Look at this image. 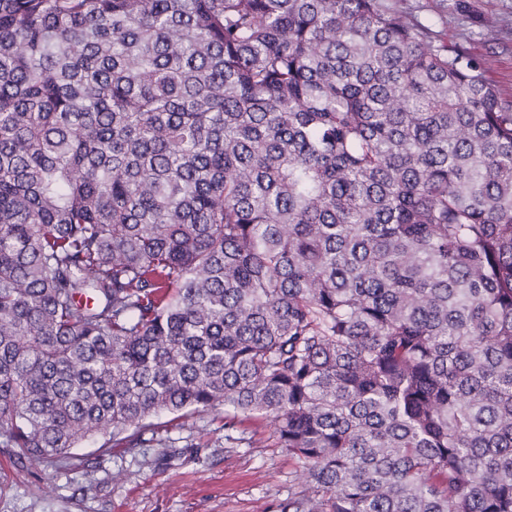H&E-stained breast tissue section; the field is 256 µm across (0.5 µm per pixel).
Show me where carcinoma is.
Instances as JSON below:
<instances>
[{"label": "carcinoma", "mask_w": 512, "mask_h": 512, "mask_svg": "<svg viewBox=\"0 0 512 512\" xmlns=\"http://www.w3.org/2000/svg\"><path fill=\"white\" fill-rule=\"evenodd\" d=\"M205 410L512 512V97L404 0H0V454Z\"/></svg>", "instance_id": "cac0c4a2"}]
</instances>
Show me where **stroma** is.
<instances>
[{
    "instance_id": "obj_1",
    "label": "stroma",
    "mask_w": 512,
    "mask_h": 512,
    "mask_svg": "<svg viewBox=\"0 0 512 512\" xmlns=\"http://www.w3.org/2000/svg\"><path fill=\"white\" fill-rule=\"evenodd\" d=\"M421 21L478 58L512 94V0H469L466 15H444L439 0H407ZM97 436L73 449L66 469L26 471L0 457V512H282L306 474L276 447L268 420L205 411L160 430L147 446L108 448Z\"/></svg>"
}]
</instances>
